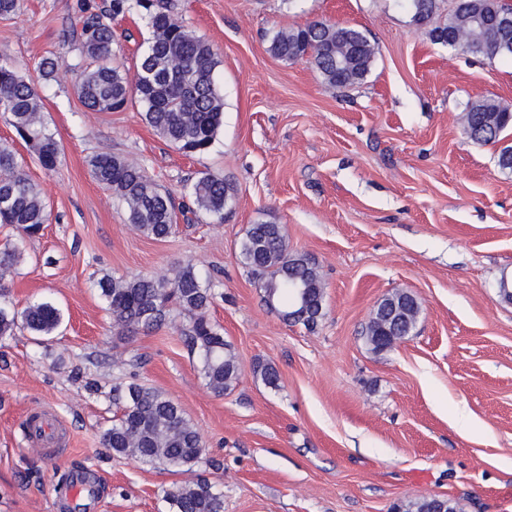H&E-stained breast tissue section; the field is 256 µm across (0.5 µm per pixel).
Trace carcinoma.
<instances>
[{
    "instance_id": "cac0c4a2",
    "label": "carcinoma",
    "mask_w": 512,
    "mask_h": 512,
    "mask_svg": "<svg viewBox=\"0 0 512 512\" xmlns=\"http://www.w3.org/2000/svg\"><path fill=\"white\" fill-rule=\"evenodd\" d=\"M413 21L432 20L436 0H405ZM138 8L147 19L151 37L136 65L134 77L110 60L112 25L110 19ZM169 0H111L104 13L84 10L79 18L83 53L89 66L77 82L79 98L92 112H119L134 98L145 109L144 120L171 145L185 154H201L212 145L223 120L224 103L215 83L218 61L201 37L188 30L174 14ZM484 12L511 14L507 0H452L448 20L430 30V36L448 31L473 47V53L487 59H512V34L501 37L480 27L475 16ZM268 51L283 62L304 57L312 60L325 84L347 88L370 72L375 47L367 36L350 26L309 23L289 31H278ZM0 112L12 117L16 137L28 145L40 165L52 171L60 162V146L43 118V103L33 85L20 71L0 63ZM512 129V108L493 98L470 103L464 114V133L471 140L494 144ZM90 166L94 179L126 204L129 221L145 235L168 237L177 224L171 194L143 171L119 155L99 153ZM192 205L221 220L234 199L224 178L204 173L190 191ZM42 190L23 173L13 145L0 143V224L19 234L33 237L45 223ZM243 264L261 284L264 301L288 320V276L300 275L308 285V315L292 319L306 328L316 327L324 317V290L317 267L301 264L303 255L290 254L280 224H251L239 244ZM21 257L18 247L7 240L0 248L1 283ZM107 303L121 338L138 328H159L166 324L170 306L187 313L191 326L186 340L198 351L201 371L208 387L224 395L242 374L231 345L224 340L218 324L209 315L214 300L211 288L191 262L171 269L168 276L132 278L105 275L96 282ZM61 322L59 310L40 302L22 311L0 304V339L15 335L19 328L36 335H49ZM381 310H376L365 335L371 350L390 349L400 337H380ZM113 401L121 413L103 435V443L119 457L142 464L192 470L203 455L201 437L184 416L180 406L159 390L131 382L113 387ZM173 512H224L223 494L204 479L186 481L167 492ZM395 512H456L452 499L427 497L402 502Z\"/></svg>"
}]
</instances>
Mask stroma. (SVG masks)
Here are the masks:
<instances>
[{"label": "stroma", "mask_w": 512, "mask_h": 512, "mask_svg": "<svg viewBox=\"0 0 512 512\" xmlns=\"http://www.w3.org/2000/svg\"><path fill=\"white\" fill-rule=\"evenodd\" d=\"M178 18L214 49L224 123L209 150L187 156L133 103L91 112L74 84L84 65L73 24L110 0H20L0 18V61L36 80L44 119L62 147L43 169L0 112V139L44 193L47 222L21 240L7 303L51 302L48 336L0 340V512H172L166 492L202 477L224 512H390L445 496L457 512H512V172L500 147L463 133L467 104L512 106V60L432 42L400 0H177ZM364 32L374 64L347 90L328 87L310 59L286 64L269 40L313 21ZM111 56L135 72L150 30L115 17ZM58 57L63 79L42 78ZM100 152L142 167L177 203L201 173L235 189L223 220L198 211L154 239L96 182ZM286 229L324 283L313 330L284 323L239 255L249 225ZM195 263L215 293L210 316L242 366L215 395L185 343L188 316L115 339L99 278L161 275ZM420 304L410 335L376 354L364 329L397 291ZM279 374L266 386L253 371ZM137 381L174 399L205 453L191 472L114 456L103 433L119 414L112 388ZM54 408L65 452L29 444L30 413ZM70 494H62V487Z\"/></svg>", "instance_id": "35a3bbf8"}]
</instances>
